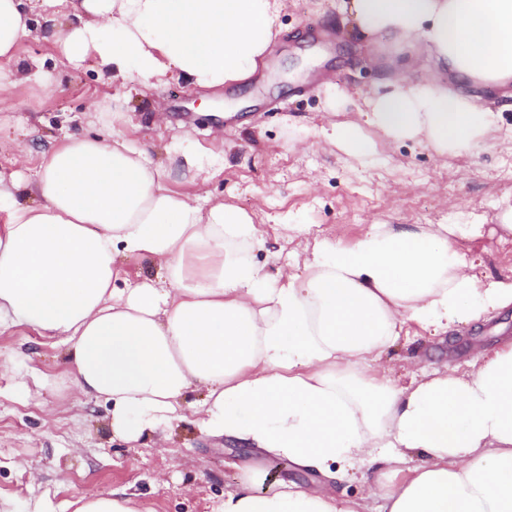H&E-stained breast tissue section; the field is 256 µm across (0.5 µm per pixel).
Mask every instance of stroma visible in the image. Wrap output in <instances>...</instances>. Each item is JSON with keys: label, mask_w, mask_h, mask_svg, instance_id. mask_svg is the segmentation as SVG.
Returning a JSON list of instances; mask_svg holds the SVG:
<instances>
[{"label": "stroma", "mask_w": 512, "mask_h": 512, "mask_svg": "<svg viewBox=\"0 0 512 512\" xmlns=\"http://www.w3.org/2000/svg\"><path fill=\"white\" fill-rule=\"evenodd\" d=\"M280 33L265 68L246 87L203 90L184 81L159 87H121L100 79L93 59L68 63L49 41L18 46V62L0 61L15 81L16 106L0 112V175L35 172L19 165L20 142H59L68 135L116 132L165 160L175 140L223 159L209 171L210 202L247 210L268 237L256 260L268 270L289 262L307 239L333 234L348 245L369 224H477L461 241L479 276L512 278V239H501L497 216L512 205V152L485 146L448 158L408 141L381 150V164L365 168L323 135L331 125L357 120L363 95L387 74L399 75L405 55L387 66L368 64L372 49L350 32L336 0H287ZM334 73L346 97L326 109L323 80ZM121 96L118 114L92 112L94 101ZM305 225L306 234L290 227ZM512 340V311L462 325L447 340L409 324L379 364L396 388L422 369L451 363L466 368L475 351ZM60 338L19 325L0 332V512H71L70 502L107 489L126 493L137 512H218L225 491L253 469L264 488L280 480L315 485L319 477L287 459L201 434L185 418L163 433L130 444L109 426L110 401L82 395L70 377Z\"/></svg>", "instance_id": "35a3bbf8"}]
</instances>
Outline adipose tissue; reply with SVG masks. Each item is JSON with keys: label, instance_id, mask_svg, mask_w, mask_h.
<instances>
[{"label": "adipose tissue", "instance_id": "adipose-tissue-1", "mask_svg": "<svg viewBox=\"0 0 512 512\" xmlns=\"http://www.w3.org/2000/svg\"><path fill=\"white\" fill-rule=\"evenodd\" d=\"M32 2L0 0L1 59L38 31L117 85L221 88L265 64L286 0H56L66 12L38 30ZM339 11L370 45L406 52L419 77L369 90L362 119L333 127L336 147L363 166L379 158L373 130L439 154L512 148L499 111L469 92L512 84V0H339ZM39 152L32 177L0 176V330L63 337L82 394L111 401L114 435L169 429L200 390L202 434L335 481L382 464L367 488L378 512H512V342L404 390L376 366L407 323L440 336L512 306V280L479 279L456 247L478 225L373 224L350 245L320 236L300 268L270 273L253 259L268 241L252 216L206 205L192 146L167 147L164 163L117 134ZM123 256L160 273L118 287ZM258 480L225 492L222 512H364L319 487L261 493Z\"/></svg>", "mask_w": 512, "mask_h": 512}]
</instances>
